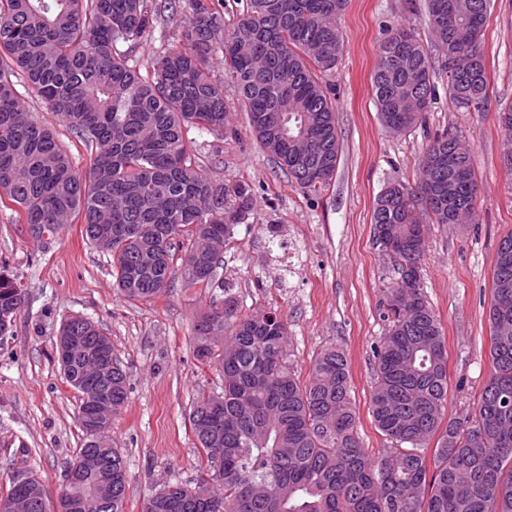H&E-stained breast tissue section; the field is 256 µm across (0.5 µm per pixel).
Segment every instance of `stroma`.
<instances>
[{"label":"stroma","instance_id":"stroma-1","mask_svg":"<svg viewBox=\"0 0 512 512\" xmlns=\"http://www.w3.org/2000/svg\"><path fill=\"white\" fill-rule=\"evenodd\" d=\"M189 17V0H172L134 48L137 66L149 68L176 43ZM393 24L410 27L423 41L437 95L423 123L401 133L383 127L372 87L383 30ZM338 26L344 53L326 81L335 92L342 153L325 191L305 192L260 149L234 91L224 99L237 136L203 132L196 140L202 162L221 156L218 177L249 185L254 196L248 220L222 248L219 278L243 309L276 307L287 316L288 350L300 376H307L326 347L345 352L358 431L377 456L387 442L368 411L373 348L385 333L381 303L397 273L376 240L372 212L388 184H416L426 145L446 131L471 145L481 188L476 223L431 225L421 270L448 351L449 416L477 402L490 374L493 269L500 240L512 233V174L501 164L505 132L497 119L512 107V0L491 2L482 40L489 97L477 109L448 98L444 55L429 26L426 0H348ZM17 90L25 109L54 126L77 167L85 168L88 156L60 117L25 85ZM0 267L17 278L26 298L12 339L0 345V486L21 467L38 473L52 492L65 483L82 432L78 398L60 370L55 341L61 323L77 315L101 325L127 374L128 400L112 426L127 461L124 512H143L162 482H195L200 453L190 406L200 392L221 387L216 369L202 364L192 348V321L209 290L184 287L177 279L156 299L126 301L115 286L111 255L89 244L80 222L38 240L4 209Z\"/></svg>","mask_w":512,"mask_h":512}]
</instances>
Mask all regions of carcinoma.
I'll return each mask as SVG.
<instances>
[{"label":"carcinoma","mask_w":512,"mask_h":512,"mask_svg":"<svg viewBox=\"0 0 512 512\" xmlns=\"http://www.w3.org/2000/svg\"><path fill=\"white\" fill-rule=\"evenodd\" d=\"M347 0H246L230 18L214 0H190L180 44L141 72L118 44H137L166 6L145 0H0V207L38 237L79 220L112 255L117 290L129 301L164 293L175 277L210 288L224 244L253 210L244 183L215 178L200 162L190 131L236 135L224 85L243 102L251 134L302 189L330 185L340 160L336 104L323 83L344 50L336 24ZM444 51L448 98L462 107L488 98L481 42L490 0H427ZM224 81L210 73L216 52ZM61 115L89 152L79 171L56 133L20 104L16 79ZM372 84L382 124L414 127L435 100L429 54L415 32L387 27ZM448 133L423 151L419 182L388 185L372 212L377 242L396 263L387 288L384 336L375 346L369 413L389 448L375 457L358 435L347 357L321 351L307 379L288 354L287 322L276 311L245 312L235 296L212 298L194 323L196 357L219 370L224 387L201 393L189 421L202 448L196 482L158 486L144 512H512V256L496 255L488 321L491 371L477 403L448 416V352L418 268L427 224H451L459 211L477 220L479 183L471 154ZM19 284L0 275V335L10 336L21 308ZM70 336L112 344L99 324L63 323ZM79 393L77 413L92 396L128 399L121 366L112 375L61 366ZM67 472L75 480L59 497L89 495L105 474L81 471L95 447L84 423ZM436 440L433 454L427 453ZM112 500L89 512H123L127 466L112 445ZM32 512H55L42 480L10 475Z\"/></svg>","instance_id":"1"}]
</instances>
